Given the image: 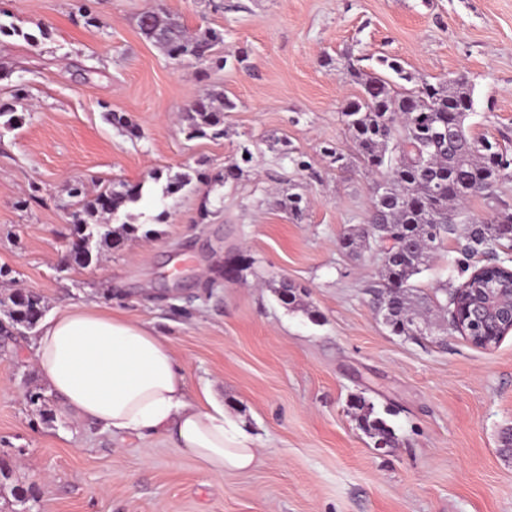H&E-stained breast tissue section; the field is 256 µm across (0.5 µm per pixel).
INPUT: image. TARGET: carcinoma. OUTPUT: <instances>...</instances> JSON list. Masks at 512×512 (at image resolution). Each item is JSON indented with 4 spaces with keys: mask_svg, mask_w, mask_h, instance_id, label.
Here are the masks:
<instances>
[{
    "mask_svg": "<svg viewBox=\"0 0 512 512\" xmlns=\"http://www.w3.org/2000/svg\"><path fill=\"white\" fill-rule=\"evenodd\" d=\"M138 25L172 60L224 67L226 59L216 53V47L224 43L219 30L207 27L190 34L159 8L141 13ZM345 69L362 87L361 95L347 101L341 112L353 154L328 147L324 152L339 170L349 168L355 157L367 173L380 178L373 181L372 206L364 224L343 232L339 247L358 256L368 250L370 234L392 239L380 279L368 285L371 304L393 332L414 336V329L426 328L427 322L415 309L411 279L427 267L442 235L453 231L450 212L462 208L470 196L488 197L498 185L512 181V155L498 143L472 135L465 126L474 110L473 89L465 78L396 90L383 76L365 72L350 57ZM234 108L221 92L193 102L186 108L188 137H224V111ZM141 191L140 185L124 194L104 190L98 198L106 199L107 207L93 201L72 213V239L80 242L79 248L71 250L75 263L89 262L93 237L111 243L119 240L111 225L95 222L97 213H115L125 202L136 201ZM492 206L502 212L470 225L461 257L450 261L449 267L468 270L466 259L490 252L506 240V234L512 235V208L497 198ZM9 302V321L6 325L0 322V335L10 336L20 326L32 328L43 316L38 295L16 293ZM352 408L361 411L359 427L366 434L393 442L392 427L374 407L355 397Z\"/></svg>",
    "mask_w": 512,
    "mask_h": 512,
    "instance_id": "1",
    "label": "carcinoma"
}]
</instances>
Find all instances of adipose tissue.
Wrapping results in <instances>:
<instances>
[{
    "instance_id": "1",
    "label": "adipose tissue",
    "mask_w": 512,
    "mask_h": 512,
    "mask_svg": "<svg viewBox=\"0 0 512 512\" xmlns=\"http://www.w3.org/2000/svg\"><path fill=\"white\" fill-rule=\"evenodd\" d=\"M45 386L76 417L116 435L164 431L212 474L245 471L251 439L210 392L191 395L163 336L98 306H70L46 319L35 342Z\"/></svg>"
}]
</instances>
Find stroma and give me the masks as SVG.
Wrapping results in <instances>:
<instances>
[{"label":"stroma","instance_id":"1","mask_svg":"<svg viewBox=\"0 0 512 512\" xmlns=\"http://www.w3.org/2000/svg\"><path fill=\"white\" fill-rule=\"evenodd\" d=\"M76 5L0 0V296L23 289L49 315L94 302L152 323L190 391L210 388L261 455L211 475L165 433L120 437L73 418L42 384L38 332L26 330L0 336V512H21L23 494L31 512H512V333L474 347L430 301L465 279L448 271L465 227L412 279L429 330L394 334L366 292L374 253L338 244L363 224L372 178L324 154L352 149L340 115L360 93L349 56L367 71L396 59L415 86L465 73L470 131L512 152V0H91V25ZM156 6L187 32L223 31L224 68L169 59L137 23ZM214 88L236 104L224 137L187 139L185 108ZM245 146L243 176L210 182ZM188 171L207 177L164 194ZM136 184L141 199L117 220L143 234L69 263L71 213ZM292 185L308 200L299 223ZM283 278L302 291L296 309L277 297ZM357 395L392 444L359 428Z\"/></svg>","mask_w":512,"mask_h":512}]
</instances>
